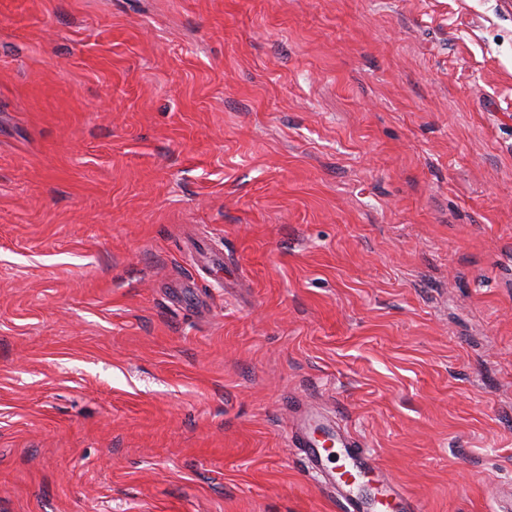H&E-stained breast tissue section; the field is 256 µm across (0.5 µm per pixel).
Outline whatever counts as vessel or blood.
Segmentation results:
<instances>
[{
	"instance_id": "1",
	"label": "vessel or blood",
	"mask_w": 512,
	"mask_h": 512,
	"mask_svg": "<svg viewBox=\"0 0 512 512\" xmlns=\"http://www.w3.org/2000/svg\"><path fill=\"white\" fill-rule=\"evenodd\" d=\"M294 408V445L344 512H423L421 503L390 479L345 426L302 402Z\"/></svg>"
}]
</instances>
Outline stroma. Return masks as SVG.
<instances>
[{
	"label": "stroma",
	"instance_id": "stroma-1",
	"mask_svg": "<svg viewBox=\"0 0 512 512\" xmlns=\"http://www.w3.org/2000/svg\"><path fill=\"white\" fill-rule=\"evenodd\" d=\"M424 512L512 485V0H0V512ZM296 417L293 442L309 471L345 512H422L382 470L374 454L337 420L293 401Z\"/></svg>",
	"mask_w": 512,
	"mask_h": 512
}]
</instances>
